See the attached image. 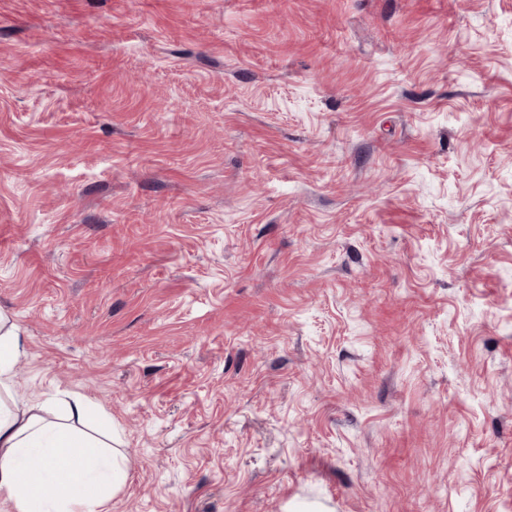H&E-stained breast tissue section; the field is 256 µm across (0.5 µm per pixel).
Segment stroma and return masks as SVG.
I'll return each mask as SVG.
<instances>
[{"instance_id":"obj_1","label":"stroma","mask_w":512,"mask_h":512,"mask_svg":"<svg viewBox=\"0 0 512 512\" xmlns=\"http://www.w3.org/2000/svg\"><path fill=\"white\" fill-rule=\"evenodd\" d=\"M512 0H0V311L100 512H512Z\"/></svg>"}]
</instances>
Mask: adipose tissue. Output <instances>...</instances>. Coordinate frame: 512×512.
Instances as JSON below:
<instances>
[{"label": "adipose tissue", "mask_w": 512, "mask_h": 512, "mask_svg": "<svg viewBox=\"0 0 512 512\" xmlns=\"http://www.w3.org/2000/svg\"><path fill=\"white\" fill-rule=\"evenodd\" d=\"M21 339L0 314V499L12 512H97L128 476L121 449L82 435L78 424L91 413L81 397L66 403V414L50 421L43 405L15 391Z\"/></svg>", "instance_id": "1"}]
</instances>
